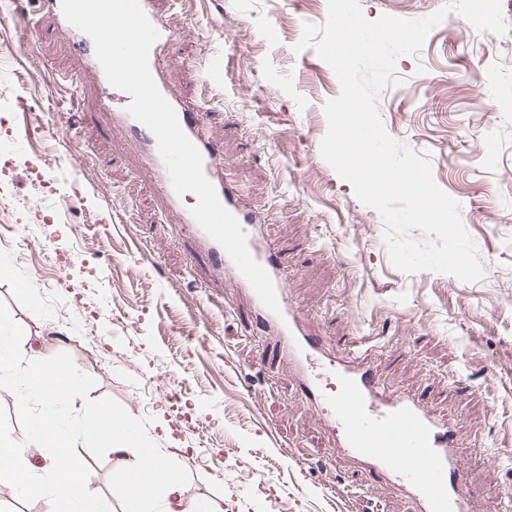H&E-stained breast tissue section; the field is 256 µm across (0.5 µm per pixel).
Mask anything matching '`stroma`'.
<instances>
[{"label":"stroma","instance_id":"obj_1","mask_svg":"<svg viewBox=\"0 0 512 512\" xmlns=\"http://www.w3.org/2000/svg\"><path fill=\"white\" fill-rule=\"evenodd\" d=\"M446 0H360L364 16L422 18ZM0 0V337L74 373L82 393L58 410L20 405L0 386V433L35 420L77 431L99 407L130 428L129 461L145 449L176 464L199 512H417L405 488L374 481L337 447V432L301 389L274 337L255 324L247 287H232L157 192L151 157L99 113L93 82L68 83L86 58L56 20L22 25ZM176 40L162 63L183 102L204 109L222 143L224 177L265 217L264 240L286 267L306 331L327 350L361 346L389 394L421 397L464 428L476 512H512V30L480 32L449 14L417 56L399 57L379 94L387 132L430 152L437 185L461 205L484 267L466 283L391 262L383 225L321 157L325 102L340 93L314 49L294 53L327 0H157ZM222 56L224 80L207 76ZM84 225L81 237L70 234ZM47 252H20L22 239ZM184 381L191 422L164 391ZM109 512H126V468L109 442L78 450ZM219 464L215 477L211 464ZM268 473L275 498L244 481Z\"/></svg>","mask_w":512,"mask_h":512}]
</instances>
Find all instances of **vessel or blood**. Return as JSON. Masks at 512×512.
I'll return each instance as SVG.
<instances>
[{"label": "vessel or blood", "instance_id": "vessel-or-blood-1", "mask_svg": "<svg viewBox=\"0 0 512 512\" xmlns=\"http://www.w3.org/2000/svg\"><path fill=\"white\" fill-rule=\"evenodd\" d=\"M140 4L159 32L149 53L150 72L174 107L182 129L201 152L205 175L221 203L244 230L252 257L275 285L281 315H274L261 304L256 311L269 333L287 344L290 364L327 409L339 432L343 452L364 463L375 479L398 481L418 502L420 512H472L465 467L457 452L463 436L461 428L436 418L422 398L386 395L363 361L336 358L305 332L288 301L282 264L256 230L261 217L241 208L235 189L224 181V158L216 140L202 133L206 112L187 107L159 65L160 54L175 40L174 33L157 12L156 0H140ZM118 121L122 130L150 156H157L156 139L147 127L125 111L119 112ZM182 222L191 236L202 243L213 264L223 268L234 283H244V276L224 249L197 224L191 213H183ZM331 377L340 383L334 394L320 388L321 381Z\"/></svg>", "mask_w": 512, "mask_h": 512}]
</instances>
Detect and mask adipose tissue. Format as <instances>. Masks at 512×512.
<instances>
[{
	"mask_svg": "<svg viewBox=\"0 0 512 512\" xmlns=\"http://www.w3.org/2000/svg\"><path fill=\"white\" fill-rule=\"evenodd\" d=\"M51 376L56 381V391L40 383L41 377ZM34 396L51 405L71 404L78 394V380L68 372H59L50 363L41 364L37 377L31 378L27 390ZM106 440L112 444V452L123 455L130 446L126 437L103 430L98 420L87 422L77 433H58L45 436L41 429H33L29 438L19 442L9 437L0 438V484L13 486L22 494L37 498L42 503L43 512H67L72 505H79L80 512H103V504L91 491L88 480L73 481L67 476V465L73 460L76 443L81 440ZM52 444L55 452L46 463L36 464L30 451ZM148 459H140L130 470V479L122 493L128 504V512H145L147 502L145 492H152L165 502L175 503L174 512H196L192 502H176L177 487L173 481L174 468L163 464L156 474H149Z\"/></svg>",
	"mask_w": 512,
	"mask_h": 512,
	"instance_id": "obj_1",
	"label": "adipose tissue"
}]
</instances>
